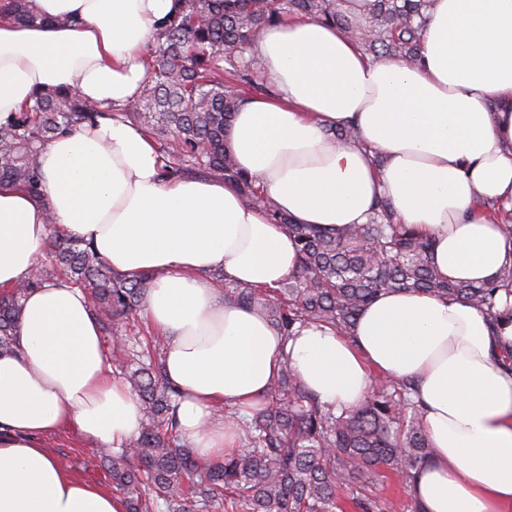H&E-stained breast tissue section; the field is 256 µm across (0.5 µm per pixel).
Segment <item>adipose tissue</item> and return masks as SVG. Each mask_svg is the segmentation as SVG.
<instances>
[{
	"label": "adipose tissue",
	"mask_w": 512,
	"mask_h": 512,
	"mask_svg": "<svg viewBox=\"0 0 512 512\" xmlns=\"http://www.w3.org/2000/svg\"><path fill=\"white\" fill-rule=\"evenodd\" d=\"M180 6L33 0L42 21L24 25L0 0V123L47 89L109 111L133 103L159 26ZM249 52L272 91L241 104L228 148L293 223L337 231L384 199L433 242L442 278L494 281L512 266V231L475 209L512 210V0H431L413 63L372 59L316 18L263 27ZM348 126L354 142L336 144ZM39 165L40 194L0 183V292L30 277L55 231L91 242L127 278L154 274L143 314L165 339L177 428L199 460L238 449L220 408L267 406L287 359L337 412L375 378L413 383L432 448L408 487L415 512H512V302L493 320L453 296L385 293L351 337L312 323L285 338L217 284L275 288L297 266L287 229L234 183L161 178L154 140L113 118L55 137ZM141 424L85 292L64 278L30 292L16 345L0 353V512H125L60 466L46 439L67 427L122 448Z\"/></svg>",
	"instance_id": "adipose-tissue-1"
}]
</instances>
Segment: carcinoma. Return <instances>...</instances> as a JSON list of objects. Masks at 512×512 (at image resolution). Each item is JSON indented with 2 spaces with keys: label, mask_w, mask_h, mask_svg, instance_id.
<instances>
[{
  "label": "carcinoma",
  "mask_w": 512,
  "mask_h": 512,
  "mask_svg": "<svg viewBox=\"0 0 512 512\" xmlns=\"http://www.w3.org/2000/svg\"><path fill=\"white\" fill-rule=\"evenodd\" d=\"M430 0H377L373 14L352 23L336 0H182L181 10L162 22L140 99L123 112H103L68 90L35 96L0 123V181L39 193L38 156L57 135L100 118L119 115L138 124L155 141L161 175L179 179L215 175L237 184L270 221L293 236L296 272L274 289L224 282V299L260 307L281 336L309 323L342 336L353 332L362 309L380 293L421 291L452 295L493 317L501 293H512V266L495 282L473 284L442 279L432 265V242L398 222L385 200L365 224L341 232L294 224L257 179L242 172L224 144L234 112L248 96L270 91L258 61L246 55L255 32L272 22L309 17L332 21L376 57H418L422 22ZM15 20L40 17L30 0H10ZM54 261L0 297V351L15 347L19 312L26 295L61 276L83 288L103 331L115 330L143 307L154 275L128 280L100 258L87 241L55 235ZM121 338L112 352L137 368L127 378L140 399L138 437L112 461V491L126 512H386L375 490L383 471L410 484L432 448L418 422L412 383L383 380L355 409L335 414L324 408L284 360L267 409L249 417L233 413L242 451L215 464L202 463L181 443L174 418L179 390L151 354Z\"/></svg>",
  "instance_id": "obj_1"
}]
</instances>
